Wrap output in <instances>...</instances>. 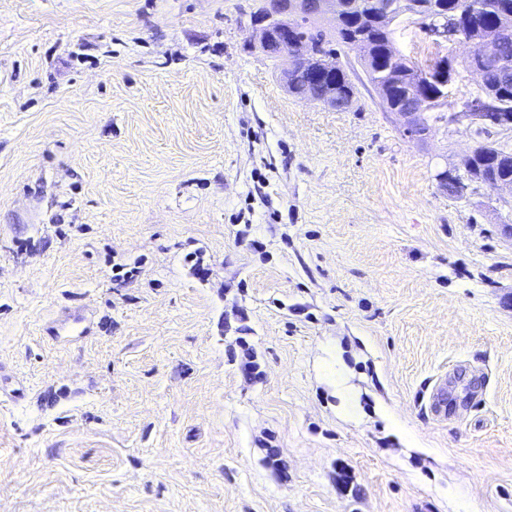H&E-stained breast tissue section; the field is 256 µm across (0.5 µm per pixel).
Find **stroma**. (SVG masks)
Instances as JSON below:
<instances>
[{
	"label": "stroma",
	"mask_w": 512,
	"mask_h": 512,
	"mask_svg": "<svg viewBox=\"0 0 512 512\" xmlns=\"http://www.w3.org/2000/svg\"><path fill=\"white\" fill-rule=\"evenodd\" d=\"M254 3L0 0V512H512V191Z\"/></svg>",
	"instance_id": "35a3bbf8"
}]
</instances>
